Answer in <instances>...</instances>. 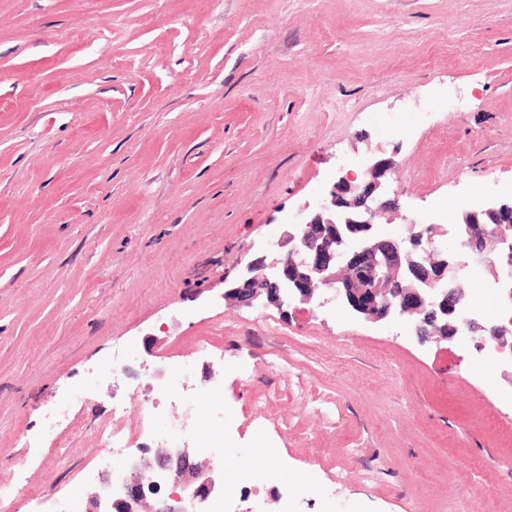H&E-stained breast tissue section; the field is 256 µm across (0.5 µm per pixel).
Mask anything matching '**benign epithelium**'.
<instances>
[{
	"mask_svg": "<svg viewBox=\"0 0 512 512\" xmlns=\"http://www.w3.org/2000/svg\"><path fill=\"white\" fill-rule=\"evenodd\" d=\"M362 169L361 182L341 176L314 205L286 219L288 229L269 240L264 253L241 261L223 298L282 309L329 291L367 322L398 320L438 342L486 334L505 348L512 328L482 319L457 286L470 265L485 264L512 306V198L491 197L461 212L455 229L467 256L461 262L436 239L434 224L408 222L399 235L381 230L376 218L402 209L399 196L389 195L397 164L369 154ZM126 467L134 478L116 490L112 476H103L85 512H142L147 491L157 495L167 486L172 492L155 501L153 512H186L187 500L193 512H207L224 482L213 461H198L178 445L134 455Z\"/></svg>",
	"mask_w": 512,
	"mask_h": 512,
	"instance_id": "1",
	"label": "benign epithelium"
}]
</instances>
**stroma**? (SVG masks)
<instances>
[{"label": "stroma", "mask_w": 512, "mask_h": 512, "mask_svg": "<svg viewBox=\"0 0 512 512\" xmlns=\"http://www.w3.org/2000/svg\"><path fill=\"white\" fill-rule=\"evenodd\" d=\"M369 153L396 157L398 233L453 241L475 189L512 193V0H0V512L87 495L113 406L135 431L172 363L243 455L311 471L300 512H512L479 350L222 298Z\"/></svg>", "instance_id": "35a3bbf8"}]
</instances>
